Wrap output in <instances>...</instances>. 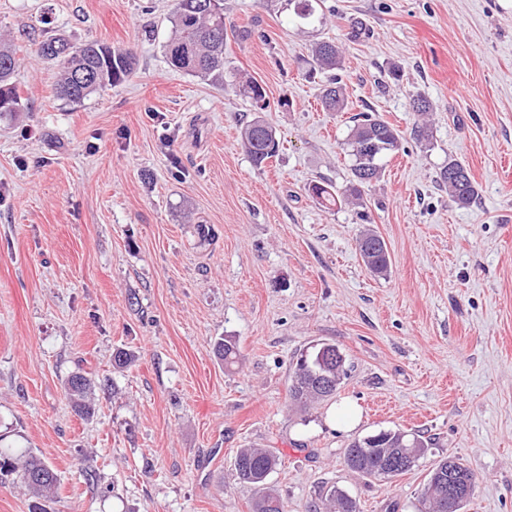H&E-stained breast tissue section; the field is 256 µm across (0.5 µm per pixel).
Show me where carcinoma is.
<instances>
[{"instance_id":"carcinoma-1","label":"carcinoma","mask_w":512,"mask_h":512,"mask_svg":"<svg viewBox=\"0 0 512 512\" xmlns=\"http://www.w3.org/2000/svg\"><path fill=\"white\" fill-rule=\"evenodd\" d=\"M206 0H174L170 16V33L163 48L169 63L176 69L204 78L213 85L224 86V0L203 7ZM42 55L56 63L54 84L56 96L72 104H79L88 96L127 80L134 73L135 53L130 47L103 49L98 41L72 46L65 41L50 42L41 46ZM313 63L322 70H333L341 63L339 46L320 42L312 48ZM16 51L5 40H0V98L11 102L12 108L0 110V116L22 111L21 97L12 83L17 68ZM88 69L97 80L78 87L74 85L76 71ZM238 84L239 95L255 104L265 101L266 92L261 84L232 74ZM321 103L328 112H344L348 101L344 88L334 78L323 89ZM241 146L254 167L260 168L279 151L280 142L273 128L256 116L242 127ZM351 157L350 178L337 188L324 181H313L308 192L326 205L356 202L362 199L364 188L378 180L382 174L383 157L395 153L400 147L399 131L389 122L371 113H363L355 120L347 136ZM440 183L448 189V197L460 206L472 204L478 196L477 184L468 166L453 157L448 158L439 173ZM359 251L364 264L375 274L384 275L390 267V258L384 239L371 228L364 229L359 237ZM216 356L230 368L238 363L239 350L236 342L224 337L214 343ZM314 357L297 359L290 376L289 402L306 406L322 401L325 395L317 379L310 374ZM94 381L87 373L71 374L65 382V392L74 411L89 417L94 414L92 391ZM376 440L365 436L354 440L346 453L347 466L369 477H380L379 467L383 459L394 449L402 448L415 460L423 458L429 442L416 433L401 429L381 430ZM279 457L264 448H240L234 457L236 474L244 483L255 486L257 496L251 504V512H288L287 505L277 491L268 485L269 475L277 468ZM453 469L459 484L456 512L469 502L475 484L467 485L462 479L472 470L454 457L436 461L421 493L420 512H445L443 493L448 490V469ZM58 483L57 473L30 448H0V485L19 484L30 495L41 501L32 512H47L43 502L51 498ZM315 512H359L357 502L343 490L332 488L322 497Z\"/></svg>"}]
</instances>
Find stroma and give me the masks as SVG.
Wrapping results in <instances>:
<instances>
[{"instance_id":"obj_1","label":"stroma","mask_w":512,"mask_h":512,"mask_svg":"<svg viewBox=\"0 0 512 512\" xmlns=\"http://www.w3.org/2000/svg\"><path fill=\"white\" fill-rule=\"evenodd\" d=\"M172 0H0L23 110L0 118V446L30 448L59 489L48 512H250L237 449L273 450L288 512L336 487L359 512H418L432 464L476 474L465 512H512V0H224L227 66L266 90L280 151L255 168L239 131L249 101L169 66ZM134 46L125 82L72 105L39 47ZM332 40L336 72L313 68ZM350 107L324 111L331 78ZM432 104L416 140L415 96ZM376 113L399 151L360 206L342 186L353 119ZM479 195L438 184L449 157ZM374 228L387 275L364 265ZM235 337L232 369L214 342ZM325 344L346 357L335 396L290 405V369ZM132 351L118 369L113 355ZM96 379L91 417L64 382ZM356 403L346 429L331 409ZM432 442L407 473L351 470L348 445L381 430ZM313 63L322 70H333L341 63L339 46L331 42H320L312 48ZM359 251L364 264L375 274L386 275L390 258L384 239L371 228H365L359 237Z\"/></svg>"}]
</instances>
